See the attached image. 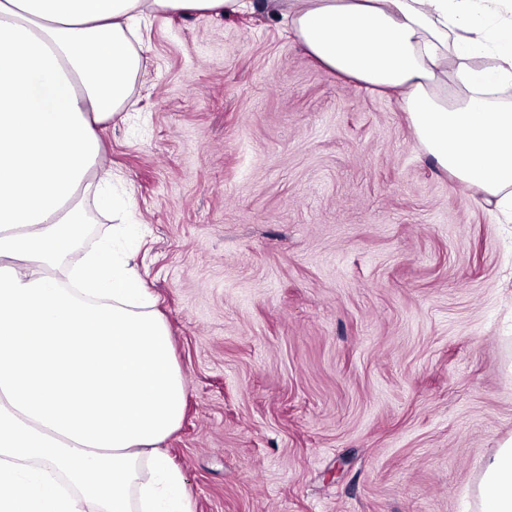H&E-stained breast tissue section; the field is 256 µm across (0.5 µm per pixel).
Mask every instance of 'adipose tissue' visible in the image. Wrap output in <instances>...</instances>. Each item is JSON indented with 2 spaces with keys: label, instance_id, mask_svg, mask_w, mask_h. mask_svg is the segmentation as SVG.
Wrapping results in <instances>:
<instances>
[{
  "label": "adipose tissue",
  "instance_id": "obj_1",
  "mask_svg": "<svg viewBox=\"0 0 512 512\" xmlns=\"http://www.w3.org/2000/svg\"><path fill=\"white\" fill-rule=\"evenodd\" d=\"M252 0H0V512H192L162 449L185 385L155 301L113 243L74 267L99 125L140 67L128 39L173 12ZM320 65L396 91L425 153L512 205V0H265ZM490 56L493 68L474 67ZM466 89L463 97L449 90ZM480 512H512V439L488 459Z\"/></svg>",
  "mask_w": 512,
  "mask_h": 512
}]
</instances>
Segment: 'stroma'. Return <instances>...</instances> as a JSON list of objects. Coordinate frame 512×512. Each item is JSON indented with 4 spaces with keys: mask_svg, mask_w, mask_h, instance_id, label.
Here are the masks:
<instances>
[{
    "mask_svg": "<svg viewBox=\"0 0 512 512\" xmlns=\"http://www.w3.org/2000/svg\"><path fill=\"white\" fill-rule=\"evenodd\" d=\"M140 56L99 131L126 207L83 195L77 248L141 227L193 512H478L512 438V222L278 18L173 14Z\"/></svg>",
    "mask_w": 512,
    "mask_h": 512,
    "instance_id": "obj_1",
    "label": "stroma"
}]
</instances>
